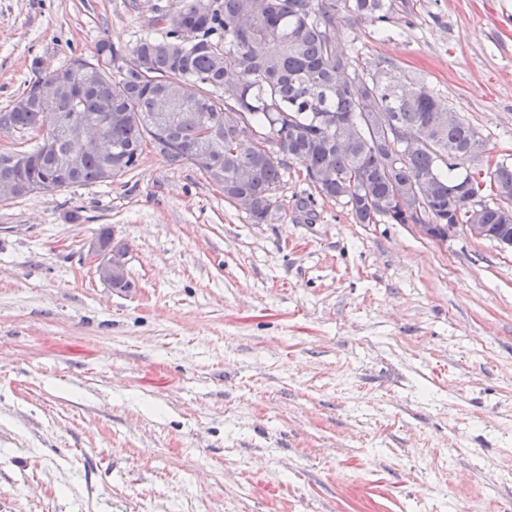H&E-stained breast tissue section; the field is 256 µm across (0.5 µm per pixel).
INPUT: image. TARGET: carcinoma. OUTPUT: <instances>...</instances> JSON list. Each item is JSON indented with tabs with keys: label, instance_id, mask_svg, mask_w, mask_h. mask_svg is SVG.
<instances>
[{
	"label": "carcinoma",
	"instance_id": "carcinoma-1",
	"mask_svg": "<svg viewBox=\"0 0 512 512\" xmlns=\"http://www.w3.org/2000/svg\"><path fill=\"white\" fill-rule=\"evenodd\" d=\"M177 0L155 16L156 34L128 51L107 39L94 61L65 67L71 91L37 100L49 75L37 74L25 89L28 105L0 112V132L22 141L51 117L57 125L33 149L37 157L15 172L16 197L90 183H112L139 165L147 147L169 164L196 165L201 155L220 162L224 199H252L251 219L265 222L282 181L273 149L300 161L327 199L343 200L358 224H510L512 161L488 174L495 198L469 214L461 194L470 180L467 153L478 132L452 106L441 105L424 85L390 71L358 70L336 41L342 15L387 21L391 0ZM175 106L158 117L157 100ZM102 124L112 137V161L84 155L77 173L63 159L76 146L67 117ZM428 132L425 144L401 162L392 159V121ZM222 133L206 138L203 130ZM249 172L247 181L238 175ZM420 208L408 216L397 199Z\"/></svg>",
	"mask_w": 512,
	"mask_h": 512
}]
</instances>
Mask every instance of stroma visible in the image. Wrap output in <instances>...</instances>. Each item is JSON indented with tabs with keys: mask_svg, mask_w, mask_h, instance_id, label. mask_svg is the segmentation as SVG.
<instances>
[{
	"mask_svg": "<svg viewBox=\"0 0 512 512\" xmlns=\"http://www.w3.org/2000/svg\"><path fill=\"white\" fill-rule=\"evenodd\" d=\"M174 0H0V111ZM341 18L512 156V0ZM257 224L145 151L0 204V512H512V250L358 224L283 161ZM128 243L133 287L90 242ZM90 252L94 259L95 272L100 281L112 286V288L126 291L133 287L132 282L128 279L126 265L129 247L122 240H115L114 236L109 239L98 236L91 243ZM121 280L115 282L119 278ZM115 282L114 284H112Z\"/></svg>",
	"mask_w": 512,
	"mask_h": 512,
	"instance_id": "1",
	"label": "stroma"
}]
</instances>
